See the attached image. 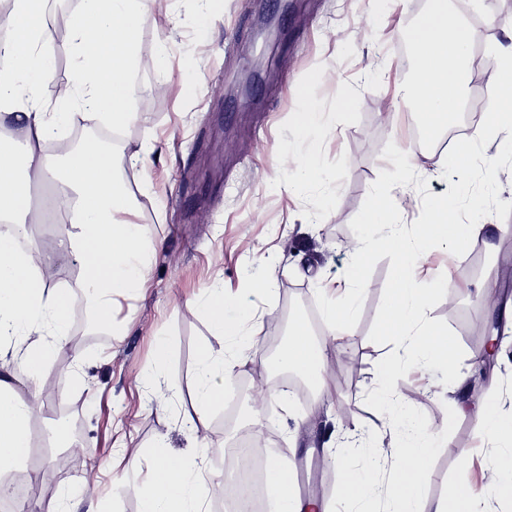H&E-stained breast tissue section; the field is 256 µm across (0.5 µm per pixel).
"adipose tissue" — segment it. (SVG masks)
<instances>
[{"label":"adipose tissue","instance_id":"ef3b65f1","mask_svg":"<svg viewBox=\"0 0 512 512\" xmlns=\"http://www.w3.org/2000/svg\"><path fill=\"white\" fill-rule=\"evenodd\" d=\"M148 0H80L69 20L76 65L71 79L55 97V109L43 111L36 92L54 68V50L44 38V0H13L0 27L10 36L0 42V126H21L25 139L0 138V216L11 226L0 234V345L25 329L44 328L48 339L37 347L19 348L16 360L31 370L39 368L69 342L71 294L53 287L46 273L54 253L30 240L29 186L32 179L51 181L61 206L70 214V227L58 248L82 259V282L97 326L112 330V300L136 293L153 250L145 225L128 221L136 202L122 187L118 154L86 148L62 157L38 153L37 143L53 139L81 121L92 126L121 129L136 122L130 107L135 88L131 74L139 66L138 33L146 19ZM413 64L409 105L421 130L435 135L452 125L465 88L468 59L476 31L448 18V0H429L425 13L410 31ZM27 239L19 249L15 240ZM213 338L245 350L253 338L246 332L255 321V307L226 296L223 287L212 289L200 308ZM326 347L312 343L301 328L288 333L279 351L282 369L310 374L317 391H324L322 374ZM239 359L200 358L197 414H207L221 399L223 384L234 377ZM34 398H22L10 371L0 372V476L27 459L32 442ZM482 431L495 440L492 481L500 497L512 499V428L497 416L478 410ZM146 479L138 485L121 477L123 487H134L141 512H204L203 471L189 472L173 461L164 445L150 455Z\"/></svg>","mask_w":512,"mask_h":512}]
</instances>
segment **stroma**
<instances>
[{
	"label": "stroma",
	"mask_w": 512,
	"mask_h": 512,
	"mask_svg": "<svg viewBox=\"0 0 512 512\" xmlns=\"http://www.w3.org/2000/svg\"><path fill=\"white\" fill-rule=\"evenodd\" d=\"M499 3L474 0L462 9L448 0L451 21L475 23L471 54L485 59V73L467 81L463 120L486 111L487 72L495 65L487 46L512 45V16L502 17ZM417 13V0H215L207 18L199 0H152L139 37L142 63L132 73L139 119L127 127L120 153L149 154L146 167L132 169V220L146 226L156 251L143 288L112 310L125 333L104 341L91 329L89 339L59 350L40 371L38 380L54 392L39 401L33 429L44 432L49 421L78 426L80 445L67 469L52 449L23 463L40 474L22 501L25 512H44L68 487L102 512H140L138 494L113 481L132 464H146L160 442L174 459L203 464L207 506L219 512L233 427L270 433L279 460L312 465L306 495L320 502L333 497L341 445L377 432L381 465L391 468L389 417L364 402L376 387L377 362L392 350L369 339L390 258L373 270L356 327L328 347L329 391L303 399L273 380L281 323L294 303L347 296L344 273L359 247L350 223L379 171L394 168L382 157L387 142L407 153L430 193L449 189L436 165L442 150L415 148L413 115L400 92L407 73L393 42ZM161 49L167 66L159 72L150 60ZM311 108L324 115L314 136L320 169L288 193L282 186L298 177L293 154L301 145L293 121ZM483 222L468 253L430 250L418 270L420 281L440 274L449 281L427 316L444 320L461 343L464 387L442 385L441 371L422 368L398 380L396 396L421 410L434 434L443 431L447 408L463 400L470 406L433 466L424 512L452 485L467 488L484 512H512L491 481L496 449L471 413L485 405L512 420V232L496 217ZM267 279L274 285L247 329L254 348L241 355L223 405L191 421L201 352L219 360L232 350L213 340L196 303L214 285L239 297L249 281ZM160 337L169 356L156 371ZM172 379L180 391L169 389Z\"/></svg>",
	"instance_id": "35a3bbf8"
}]
</instances>
